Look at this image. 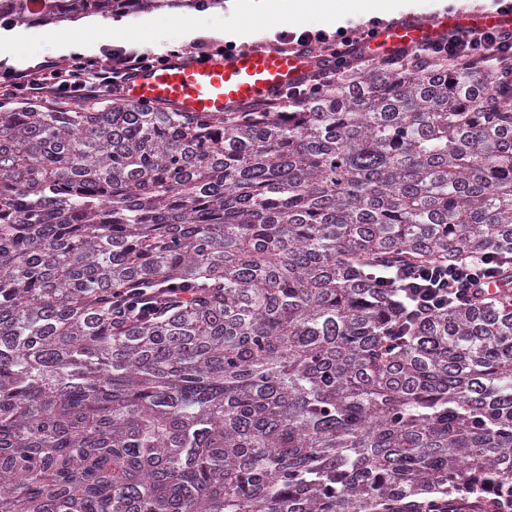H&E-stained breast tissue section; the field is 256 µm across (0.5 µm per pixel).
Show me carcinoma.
I'll return each mask as SVG.
<instances>
[{"instance_id":"1","label":"carcinoma","mask_w":512,"mask_h":512,"mask_svg":"<svg viewBox=\"0 0 512 512\" xmlns=\"http://www.w3.org/2000/svg\"><path fill=\"white\" fill-rule=\"evenodd\" d=\"M508 251L500 66L241 112L1 97L0 512H512V291L421 322L379 280Z\"/></svg>"}]
</instances>
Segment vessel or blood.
<instances>
[{
	"mask_svg": "<svg viewBox=\"0 0 512 512\" xmlns=\"http://www.w3.org/2000/svg\"><path fill=\"white\" fill-rule=\"evenodd\" d=\"M492 27L512 29V12L442 14L428 21L407 16L380 26L363 52L378 58L435 40L452 28ZM310 70L306 54L289 50L227 49L203 60L174 55L132 76L122 98L130 104L166 103L180 112H233L276 96Z\"/></svg>",
	"mask_w": 512,
	"mask_h": 512,
	"instance_id": "vessel-or-blood-1",
	"label": "vessel or blood"
}]
</instances>
